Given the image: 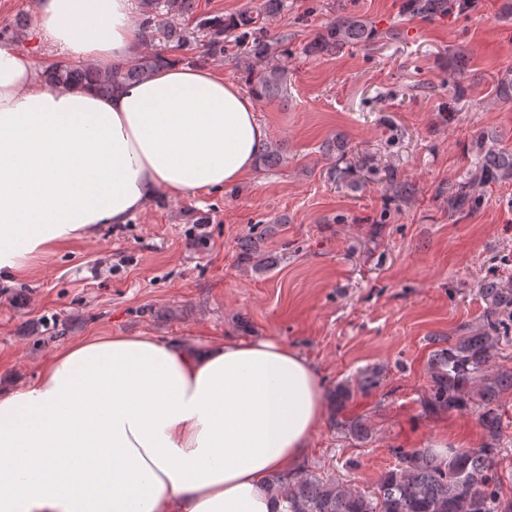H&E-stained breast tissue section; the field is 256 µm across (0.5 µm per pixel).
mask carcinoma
I'll return each mask as SVG.
<instances>
[{"label": "carcinoma", "instance_id": "cac0c4a2", "mask_svg": "<svg viewBox=\"0 0 512 512\" xmlns=\"http://www.w3.org/2000/svg\"><path fill=\"white\" fill-rule=\"evenodd\" d=\"M285 0H262L256 10L244 8L228 17L222 14L198 15L196 0H139L138 31L142 42L153 40L159 17L164 14L192 19L201 35L200 50L193 62L224 57L226 43L235 36L236 46L244 51L242 62L245 84L257 100L271 101L288 96L290 72L283 57L288 55L287 37L278 42L266 38L262 20L279 14ZM474 7V0H405L403 10L415 17L436 18ZM164 39L178 49L191 41L183 30L169 25ZM382 38L366 20L355 15H339L326 24L304 47L307 55H334L346 46H367ZM171 63L164 54L146 52L133 63L100 72L91 67L59 64L55 81L61 84H92L103 95L149 78L161 65ZM323 148L347 162L345 172L353 170L347 161L349 147L340 140L325 142ZM265 168L286 163L281 144H265L259 156ZM512 180V148L484 140L479 142L476 160L464 177L451 187L448 208L467 214L478 205L471 189L489 181ZM272 225L245 237L240 256L257 271H266L273 258L261 252L259 243L271 232ZM481 293L489 302L486 321L477 330H468L452 344L436 339L438 348L430 360L433 385L426 402L440 410L478 413L485 442L478 448L448 449L434 453L428 449H393L398 459L395 468L385 472L371 491L359 490L333 478H324L307 470L273 477L272 493L287 503V512H512V498L499 492L500 480L495 455L502 435L500 399L512 394V367L496 364L500 346L509 342L512 326V287L490 281Z\"/></svg>", "mask_w": 512, "mask_h": 512}]
</instances>
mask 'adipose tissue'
<instances>
[{
    "mask_svg": "<svg viewBox=\"0 0 512 512\" xmlns=\"http://www.w3.org/2000/svg\"><path fill=\"white\" fill-rule=\"evenodd\" d=\"M38 33L101 70L143 50L133 0H36ZM0 43V272L159 193L239 182L268 133L255 102L204 64H170L109 96L51 82ZM313 363L271 338L205 348L87 336L34 381L0 387V512H286L268 489L294 472L324 415Z\"/></svg>",
    "mask_w": 512,
    "mask_h": 512,
    "instance_id": "adipose-tissue-1",
    "label": "adipose tissue"
}]
</instances>
